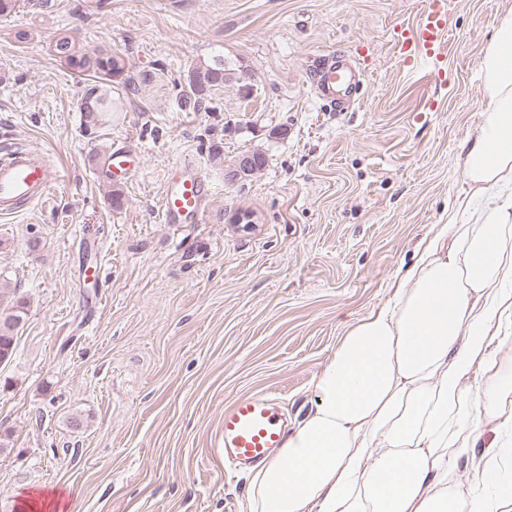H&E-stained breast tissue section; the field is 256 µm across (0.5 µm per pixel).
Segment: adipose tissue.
I'll list each match as a JSON object with an SVG mask.
<instances>
[{
    "mask_svg": "<svg viewBox=\"0 0 512 512\" xmlns=\"http://www.w3.org/2000/svg\"><path fill=\"white\" fill-rule=\"evenodd\" d=\"M464 184L389 301L351 325L314 379L309 417L251 473L244 512H512L462 498L453 459L512 424V11L482 59Z\"/></svg>",
    "mask_w": 512,
    "mask_h": 512,
    "instance_id": "adipose-tissue-1",
    "label": "adipose tissue"
}]
</instances>
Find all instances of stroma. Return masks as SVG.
I'll return each instance as SVG.
<instances>
[{
	"mask_svg": "<svg viewBox=\"0 0 512 512\" xmlns=\"http://www.w3.org/2000/svg\"><path fill=\"white\" fill-rule=\"evenodd\" d=\"M425 6L24 0L0 16V156L34 150L60 172L42 202L0 219V288L27 303L0 366V512H51L53 498L60 512H243L249 474L220 454L225 406L274 393L296 427L338 338L388 301L461 186L482 55L512 0H448L439 79L390 41ZM62 32L120 54L139 81L113 82L117 110L92 132L84 75L52 53ZM334 54L361 71L341 111L312 86ZM217 55L251 75V95L231 83L209 110H181L187 76ZM114 148L140 164L108 184ZM252 151L262 171L227 183ZM185 158L207 184L202 220L167 224L165 178ZM483 440L455 467L466 498L512 485V440Z\"/></svg>",
	"mask_w": 512,
	"mask_h": 512,
	"instance_id": "obj_1",
	"label": "stroma"
}]
</instances>
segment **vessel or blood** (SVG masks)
I'll return each mask as SVG.
<instances>
[{
	"label": "vessel or blood",
	"instance_id": "1",
	"mask_svg": "<svg viewBox=\"0 0 512 512\" xmlns=\"http://www.w3.org/2000/svg\"><path fill=\"white\" fill-rule=\"evenodd\" d=\"M446 0H429L417 26H396L393 41L405 64L418 59L440 60L441 36L447 26ZM317 96L328 102L351 98L360 84L358 71L344 57L328 58L313 79ZM106 174L120 171L132 176L137 166L127 150L117 148L105 155ZM57 173L47 160L30 152L17 151L0 159V216H13L28 204L41 201ZM205 180L183 161L170 170L161 198L162 217L168 224H196L201 220ZM285 426L281 403L272 395L238 396L224 409V458L236 468L253 467L284 443Z\"/></svg>",
	"mask_w": 512,
	"mask_h": 512
}]
</instances>
